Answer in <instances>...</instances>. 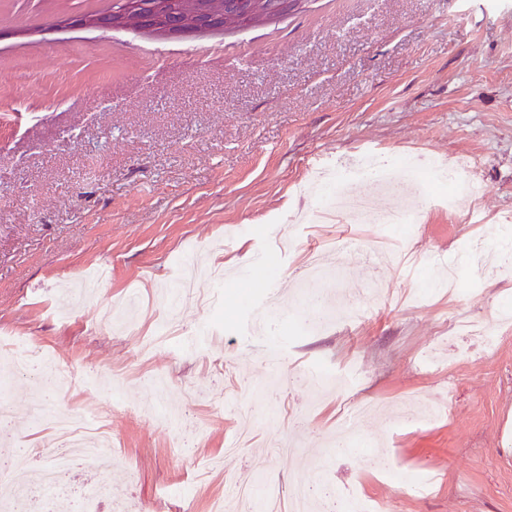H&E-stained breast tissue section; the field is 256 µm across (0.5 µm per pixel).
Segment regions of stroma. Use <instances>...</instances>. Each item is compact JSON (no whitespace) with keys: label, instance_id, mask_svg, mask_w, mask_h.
I'll return each instance as SVG.
<instances>
[{"label":"stroma","instance_id":"stroma-1","mask_svg":"<svg viewBox=\"0 0 512 512\" xmlns=\"http://www.w3.org/2000/svg\"><path fill=\"white\" fill-rule=\"evenodd\" d=\"M111 4L0 0V333L70 362L55 404L112 436L110 471L75 463L32 512H238L241 474L379 512H512V325L491 350L455 328L512 305V269L468 260L512 248V0H300L179 40L54 25ZM375 153L477 168L478 191L452 213L447 187H409L426 201L403 244L324 217L330 183L392 208L359 177ZM199 253L228 278H199L188 304L177 269ZM39 393L29 373L1 399L35 486L53 454ZM159 411L195 437L178 444ZM368 453L435 482L411 496Z\"/></svg>","mask_w":512,"mask_h":512}]
</instances>
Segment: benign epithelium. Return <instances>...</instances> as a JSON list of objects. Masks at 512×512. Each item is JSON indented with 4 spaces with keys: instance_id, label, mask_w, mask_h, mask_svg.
Returning <instances> with one entry per match:
<instances>
[{
    "instance_id": "7a95c632",
    "label": "benign epithelium",
    "mask_w": 512,
    "mask_h": 512,
    "mask_svg": "<svg viewBox=\"0 0 512 512\" xmlns=\"http://www.w3.org/2000/svg\"><path fill=\"white\" fill-rule=\"evenodd\" d=\"M294 0H122V7L60 19L59 27L112 31L134 26L175 38L200 29L239 28L276 17Z\"/></svg>"
}]
</instances>
